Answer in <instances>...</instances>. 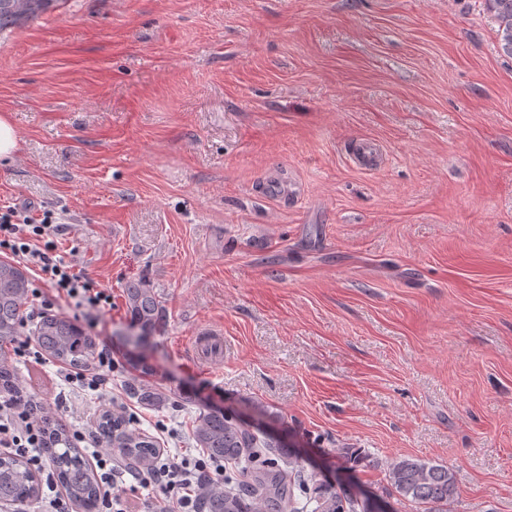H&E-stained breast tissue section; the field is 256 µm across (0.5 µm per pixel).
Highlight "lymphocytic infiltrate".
<instances>
[{
  "label": "lymphocytic infiltrate",
  "mask_w": 512,
  "mask_h": 512,
  "mask_svg": "<svg viewBox=\"0 0 512 512\" xmlns=\"http://www.w3.org/2000/svg\"><path fill=\"white\" fill-rule=\"evenodd\" d=\"M58 231L59 218L53 210L37 212L16 205L0 208V253L36 270L48 283L42 309H51L63 300L88 314L111 310V294L75 272L72 264L59 255ZM117 365L112 345L107 342L96 352L92 365L62 367L57 376L69 389L100 393ZM72 437L90 450L91 466L99 482L97 512H131L129 499L142 489L149 495L141 499L140 512H200L207 487L224 482L223 462L203 455L178 458L163 450L149 467H135L120 452L104 450V439L91 418L73 430ZM44 448L41 415L29 394L21 388L0 393V452L23 457L35 473L44 476L47 491L39 498V512H74L71 499L58 488Z\"/></svg>",
  "instance_id": "f902f5d3"
}]
</instances>
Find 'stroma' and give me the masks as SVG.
<instances>
[{"mask_svg":"<svg viewBox=\"0 0 512 512\" xmlns=\"http://www.w3.org/2000/svg\"><path fill=\"white\" fill-rule=\"evenodd\" d=\"M498 29L485 0H59L0 34L20 137L0 205L59 213L61 255L111 293L89 332L157 447L199 455L195 417L231 411L316 477L379 496L410 456L453 468L449 512H512ZM359 138L373 170L349 159ZM130 284L157 296L155 329ZM57 368L16 366L48 408L66 397L68 427L109 409ZM125 293L135 319L144 328H154L159 320L160 309L156 295L140 285H129Z\"/></svg>","mask_w":512,"mask_h":512,"instance_id":"stroma-1","label":"stroma"}]
</instances>
